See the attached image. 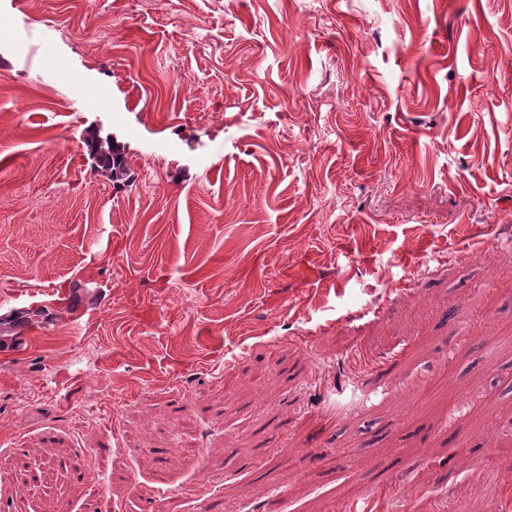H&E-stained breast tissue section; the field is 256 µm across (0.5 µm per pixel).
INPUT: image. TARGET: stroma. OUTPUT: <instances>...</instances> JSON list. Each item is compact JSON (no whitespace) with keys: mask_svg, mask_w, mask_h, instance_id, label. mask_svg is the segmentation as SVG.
<instances>
[{"mask_svg":"<svg viewBox=\"0 0 512 512\" xmlns=\"http://www.w3.org/2000/svg\"><path fill=\"white\" fill-rule=\"evenodd\" d=\"M35 306L5 512H512V0H0V314ZM24 456L69 468L33 498ZM91 151L96 157L98 171L107 177L117 178L124 171V160L121 153L112 145L109 139L91 138Z\"/></svg>","mask_w":512,"mask_h":512,"instance_id":"stroma-1","label":"stroma"}]
</instances>
